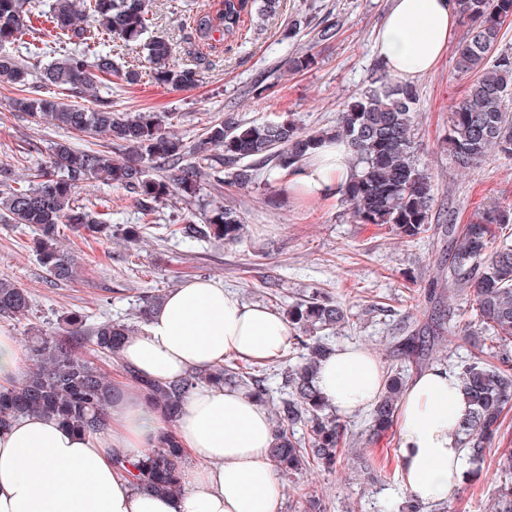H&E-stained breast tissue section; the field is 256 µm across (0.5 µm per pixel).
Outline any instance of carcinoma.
<instances>
[{"label": "carcinoma", "mask_w": 512, "mask_h": 512, "mask_svg": "<svg viewBox=\"0 0 512 512\" xmlns=\"http://www.w3.org/2000/svg\"><path fill=\"white\" fill-rule=\"evenodd\" d=\"M30 0H0V43L20 42L33 29V20L45 19L55 37L75 49L47 65L39 80L61 88L81 104L41 98L30 85V61L43 56L41 47L29 44L26 57L0 55V83L22 88L14 100L17 111L42 114L68 132L104 134L118 154L104 150L77 149L65 142L54 144L48 160L33 179H16L0 166V218L24 225L36 234L35 251L42 266L58 281L76 277L74 259L60 249V228L81 230L99 239L111 236V225L92 217L77 204V189L97 179L132 193L144 211L177 196L184 202L196 196L201 165L213 170L215 186H243L252 182L256 166L268 164L280 170L298 163L327 137L347 141L355 153L357 171L342 190L361 224H389L400 234L414 238L427 231L433 200L429 173L414 155L412 134L416 89L380 76L374 85L349 102L336 127L305 132L293 121L252 122L243 125L221 121L209 126L205 137L193 147L162 131L161 120L151 113L120 118L101 96L106 77L112 75V42H141L151 64V76L159 84L191 89L198 82L195 65L174 62L175 43L159 36L145 37L153 0H49L42 11L29 7ZM459 18L468 24V37L459 47L455 69L474 80L467 94L450 113L448 150L461 169H468L494 149L512 157V56L501 54L489 60L499 40L501 20L512 16V0H455ZM279 0H222L216 14H197L192 30L209 40L213 33L226 37L239 33L244 16L257 12L274 14ZM216 150L210 154V150ZM175 168L170 176H154L160 164ZM177 235L188 242L211 240L236 243L243 224L230 208L220 207L206 224L187 215L173 220ZM512 208L491 206L462 228L448 225L455 243L452 280L471 290L473 309L484 329L492 332L497 350L490 358L474 356L458 367V379L470 408L458 426L459 442L466 450V464L477 465L498 436L503 414L512 405V373L502 365L512 360ZM159 294L140 297L138 318L145 322L161 302ZM29 293L0 277V318L19 319L29 314ZM347 310L326 294L288 305L287 321L300 349L299 361L279 370L281 383L268 384L266 370L243 371L228 364L204 375H189L171 382L144 380L129 372L153 405L174 420L186 394L198 385L240 383L266 403L279 393L273 405L277 424L270 454L284 473L301 472L311 466L333 469L356 457L366 484L380 482V475L366 456L346 447L345 429L314 384L321 358L334 351L328 334L346 323ZM135 330L126 323L102 322L87 326V316H66L62 334L36 337L29 346L31 362L23 380L0 390V426L30 411L52 414L79 432L96 431L107 419L112 384L93 362L79 357L76 341L85 336L97 352L114 357ZM404 359L418 364L431 346L429 336H411L400 343ZM405 376L398 371L388 378L384 394L370 413V431L379 436L394 421ZM133 486L151 492H174L181 486L182 453L173 434L161 446L131 463L118 461ZM498 469L504 474L495 500V512H512V450L503 452Z\"/></svg>", "instance_id": "cac0c4a2"}]
</instances>
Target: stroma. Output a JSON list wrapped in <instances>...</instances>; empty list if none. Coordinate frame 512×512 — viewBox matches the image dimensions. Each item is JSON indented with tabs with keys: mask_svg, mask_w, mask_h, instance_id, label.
Here are the masks:
<instances>
[{
	"mask_svg": "<svg viewBox=\"0 0 512 512\" xmlns=\"http://www.w3.org/2000/svg\"><path fill=\"white\" fill-rule=\"evenodd\" d=\"M391 5L392 0H282L275 16L254 20L245 35L189 44L188 16L216 11L219 0H156L150 34L177 43V63L191 64L204 56L199 81L188 91L157 84L135 48L116 42L112 57L119 69L136 66L139 80L130 85L110 77L112 110L157 114L166 131L190 145L202 139L211 124L230 116L244 124L284 116L307 131L334 126L347 103L384 71L376 38ZM297 18L302 25L296 29L292 22ZM328 19L336 22V35L323 42L317 31ZM466 35V26H458L456 42L449 45L439 68L414 83L415 154L434 184L427 232L409 239L389 225L357 223L340 197L325 202L298 199L270 168L259 171L244 188H215L203 171L195 199L188 204L176 198L168 201L139 241L127 242L118 232L98 241L64 231L61 246L80 263L78 276L65 283L51 281L40 265L32 230L0 221V275L9 276L31 296L27 318L0 319V331L24 346L32 336L57 335L63 318L74 311L87 315L92 325L128 323L140 296L167 293L192 277L218 278L243 302L281 312L319 292L333 296L347 309L350 321L331 336V345L369 348L389 374L402 363L393 341L398 330L441 327L443 341L426 364L454 368L475 348L469 337L470 292L454 288L448 280L453 248L446 228L452 221L466 224L488 204L512 205V158L493 151L464 171L448 152V117L471 83L469 76L455 70L457 44ZM306 53L314 57L310 67H289V58ZM17 96L14 88L0 86V164L16 175L27 176L56 142L67 140L80 149L108 145L106 136L70 133L15 111ZM76 199L111 224L145 223L136 198L122 188L91 179L82 184ZM220 203L244 223L239 242L191 244L170 235L167 226L182 209H189L201 224ZM341 422L354 447L366 449L383 467L382 484L364 485L346 465L332 471L313 467L281 476L278 512H302L313 493L323 500L326 512H378L385 502L404 500L406 490L396 467L397 429L370 436L365 410ZM508 448L512 409L484 463L457 478L448 512H492L502 482L497 461Z\"/></svg>",
	"mask_w": 512,
	"mask_h": 512,
	"instance_id": "obj_1",
	"label": "stroma"
}]
</instances>
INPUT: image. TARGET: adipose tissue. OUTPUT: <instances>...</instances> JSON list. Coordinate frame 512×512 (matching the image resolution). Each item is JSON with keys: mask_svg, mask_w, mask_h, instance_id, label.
Returning a JSON list of instances; mask_svg holds the SVG:
<instances>
[{"mask_svg": "<svg viewBox=\"0 0 512 512\" xmlns=\"http://www.w3.org/2000/svg\"><path fill=\"white\" fill-rule=\"evenodd\" d=\"M458 24L453 0H393L376 39L389 75L412 82L434 72ZM355 172L342 142H323L311 157L280 172L304 200L338 195ZM293 331L275 309L240 301L222 281L192 278L168 292L144 330L129 339L122 367L170 381L223 366L226 358L263 364L283 357ZM386 379L368 349L341 346L324 359L316 383L339 414L373 406ZM107 422L79 433L54 416L30 412L0 428V512H277L281 484L269 456L274 427L266 408L235 386L194 389L174 422L125 380L113 381ZM469 409L454 372L413 376L397 408L398 468L421 504L451 500L463 451L455 427ZM173 426L181 452L195 463L175 494L131 488L116 457L135 461Z\"/></svg>", "mask_w": 512, "mask_h": 512, "instance_id": "adipose-tissue-1", "label": "adipose tissue"}]
</instances>
